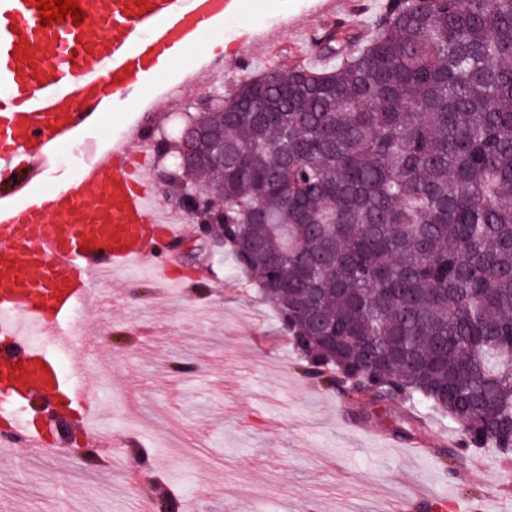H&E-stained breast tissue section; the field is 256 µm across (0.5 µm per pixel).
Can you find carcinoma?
<instances>
[{"instance_id":"cac0c4a2","label":"carcinoma","mask_w":512,"mask_h":512,"mask_svg":"<svg viewBox=\"0 0 512 512\" xmlns=\"http://www.w3.org/2000/svg\"><path fill=\"white\" fill-rule=\"evenodd\" d=\"M327 69L249 76L223 111L224 245L305 371L448 415L459 457L512 436V0H387ZM336 337L332 347L320 340Z\"/></svg>"}]
</instances>
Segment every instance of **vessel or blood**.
Here are the masks:
<instances>
[{
    "mask_svg": "<svg viewBox=\"0 0 512 512\" xmlns=\"http://www.w3.org/2000/svg\"><path fill=\"white\" fill-rule=\"evenodd\" d=\"M85 15L43 25L35 0H0V407L32 396L90 402L86 384L58 375L47 348H70L76 307L94 275L150 262L157 243L185 235L162 214L135 163L140 134L109 146L96 134L110 113L151 108L160 56L196 47L242 0H77ZM78 144V175L42 182L61 147Z\"/></svg>",
    "mask_w": 512,
    "mask_h": 512,
    "instance_id": "1",
    "label": "vessel or blood"
}]
</instances>
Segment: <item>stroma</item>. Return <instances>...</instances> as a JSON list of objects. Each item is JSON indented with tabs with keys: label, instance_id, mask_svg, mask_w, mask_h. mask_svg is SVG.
Instances as JSON below:
<instances>
[{
	"label": "stroma",
	"instance_id": "35a3bbf8",
	"mask_svg": "<svg viewBox=\"0 0 512 512\" xmlns=\"http://www.w3.org/2000/svg\"><path fill=\"white\" fill-rule=\"evenodd\" d=\"M386 0H244L240 17L220 33L227 46L217 73L202 72L205 48L177 59L159 87L193 93L196 82L232 86L247 76L293 64L327 67L306 56L305 29L337 20L371 37V22ZM255 37L279 42L276 60L248 50ZM181 103L156 112H115L99 132L114 141L141 121L144 131L176 134ZM179 286L163 287L134 266L115 283L94 282L80 311L93 344L70 357L97 356L87 376L95 417L103 424L104 455L138 427L151 444V465L179 512H251L267 498L269 512H387L404 498L411 512H482L497 499L512 512V480L493 451L439 455L453 429L434 418L429 451H399L406 439L399 404L360 405L305 374L300 357L279 331L277 309L255 282L239 274L227 251L189 229L181 248H164ZM192 366L186 376L173 363ZM145 491L109 480L73 454L62 459L29 448L0 454V512H131Z\"/></svg>",
	"mask_w": 512,
	"mask_h": 512
}]
</instances>
